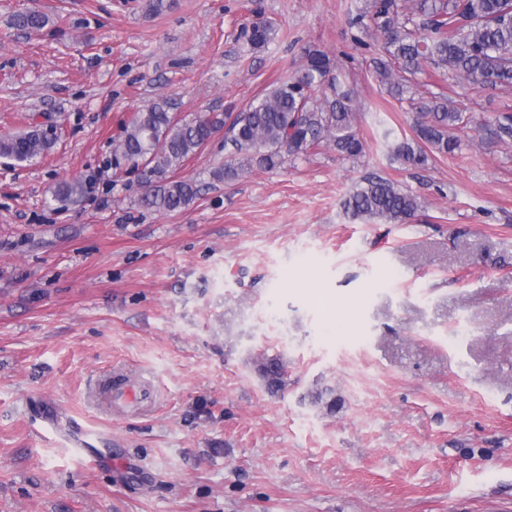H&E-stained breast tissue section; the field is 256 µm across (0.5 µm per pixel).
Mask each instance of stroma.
<instances>
[{"instance_id":"obj_1","label":"stroma","mask_w":512,"mask_h":512,"mask_svg":"<svg viewBox=\"0 0 512 512\" xmlns=\"http://www.w3.org/2000/svg\"><path fill=\"white\" fill-rule=\"evenodd\" d=\"M163 3L0 0V134H57L38 162L0 163V512H512V143L482 128L512 88L417 75L469 124L460 151L407 166L391 148L412 113L366 67L382 37L348 24L367 0ZM27 8L42 33L12 26ZM259 18L276 33L253 51ZM312 45L348 73L363 156L217 182L218 133L178 172L193 203L140 206L137 172L112 164L136 112L239 111ZM372 173L417 195L415 219L345 214ZM72 177L89 192L51 201ZM314 288L344 300L336 320ZM116 368L153 380L151 412L89 405ZM83 430L106 459L64 447Z\"/></svg>"}]
</instances>
